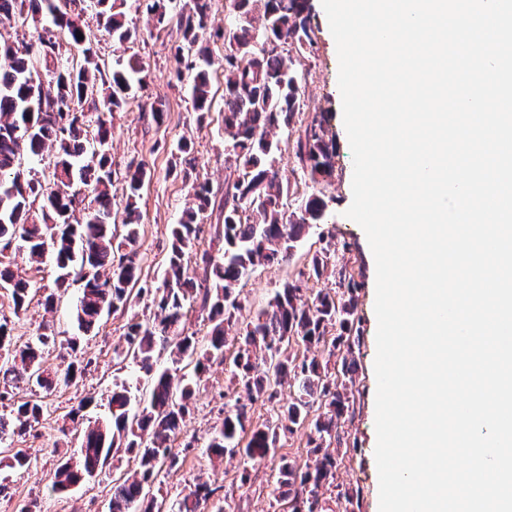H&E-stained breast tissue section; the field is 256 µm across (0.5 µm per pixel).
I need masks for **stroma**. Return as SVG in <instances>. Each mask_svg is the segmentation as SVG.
Segmentation results:
<instances>
[{"label": "stroma", "mask_w": 512, "mask_h": 512, "mask_svg": "<svg viewBox=\"0 0 512 512\" xmlns=\"http://www.w3.org/2000/svg\"><path fill=\"white\" fill-rule=\"evenodd\" d=\"M310 28L312 41L295 57L300 77V94L305 103L290 126L274 129L282 146V174L291 185L289 210L296 211L310 194L321 196L327 204L330 221L308 228L289 262L255 267L246 278L240 292L244 306L242 318H249L265 306L287 280H301L310 292L334 285V267L346 265L354 276L356 303L354 331L359 337L352 357L355 361V384L352 388L354 415L342 424V443L332 447L341 464L336 472V484L325 490L327 501L338 493L358 494L360 512H379V478L374 457L376 446L375 396L377 381L374 372L376 357L375 261L361 227L346 217L353 199V155L343 124L342 102L336 94L338 57L321 0H311ZM127 20L135 25L140 37L131 44L145 67V82L135 88L132 99L112 114V197L114 204L125 202L126 170L130 161H138L150 171L137 200L141 215L139 250L152 277H159L171 246V227L182 210L192 200L182 176L170 173L171 149L180 139L191 143L190 158L193 175L208 180L216 195L224 193V179L233 171L224 146V72L218 62L224 57L223 42H209L211 56L217 65L211 73L212 108L204 121H197L190 94L191 79H171L176 66L175 48L181 42L176 27L156 25L138 0H126ZM166 104L163 123H156L150 107L154 101ZM322 119L327 141L336 148L335 172L327 181H312L295 162L290 145L296 129ZM330 238L334 249L328 260L329 269L320 279L308 277V260L322 248L323 238ZM10 259L15 273L37 282L28 308L14 314L7 292L0 291V317H8L14 341L24 345L36 341L44 333L54 334L55 347L45 350L43 363L56 368L69 362H87L88 367L70 385H58L46 393L44 418L29 434L15 438L14 449L30 455L31 465L22 470L2 469L0 479L9 487L8 496H0V512H109L112 481L119 471L113 466L99 470L92 478L70 493L51 492L53 473L63 452L78 448V430L85 425L108 418V400L115 381L124 380L130 386L132 403L145 397L146 380L139 377L135 363L120 371L112 369V350L121 342L131 319L143 320L151 315L145 303H137L125 312L104 315L98 329L80 331L74 319L80 294L78 284H71L64 293H56L50 262L35 264L25 250L12 248ZM56 293L53 310H45L43 297ZM76 348H69V340ZM228 374L222 365H212L205 386L193 402V408L181 427L180 442H193L194 448L179 469L165 475L162 493L167 499L187 494L197 480L208 481L214 493L211 504H229L232 512H288V500L276 492L269 469H261L248 484H241L243 469L240 459L217 461L211 458L207 446L223 421V406L245 399V392L228 391ZM80 408L81 416L69 420L68 413Z\"/></svg>", "instance_id": "35a3bbf8"}]
</instances>
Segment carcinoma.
I'll use <instances>...</instances> for the list:
<instances>
[{
  "label": "carcinoma",
  "mask_w": 512,
  "mask_h": 512,
  "mask_svg": "<svg viewBox=\"0 0 512 512\" xmlns=\"http://www.w3.org/2000/svg\"><path fill=\"white\" fill-rule=\"evenodd\" d=\"M210 0H188L177 13L170 0H151L147 12L157 24L176 22L181 34L177 56L193 52L186 68L193 71L191 94L198 121L210 107V55L202 42ZM122 0H0V24L25 21L42 15L49 23V40L14 43L0 40V245L22 241L30 258H43L45 248L54 253L56 289L81 281L75 320L84 332L94 328L104 310L125 311L151 300L153 319L131 320L124 345L113 349L118 363L132 359L147 379L146 405L130 407L128 389H112L111 420L87 426L80 436V453L62 455L51 489L63 493L110 461L127 459L134 467L122 482L112 486L110 512H206L213 490L200 483L181 499L168 503L151 493L160 471L175 470L180 455L172 448L180 425L191 411L195 393L213 363L222 364L231 383L242 387L252 403L273 411L272 422L248 425L246 406L224 412L221 428L208 451L222 459L240 457L241 485L262 461H278V479L288 487L290 512H330L322 488L336 480L337 459L323 449L339 440L338 422L350 410L351 362L343 356L334 362L317 355L298 357L295 346L309 352L321 347L328 356L341 348L352 353L354 299L353 275L337 270L344 291L324 288L309 297L296 281L275 290L266 307L258 310L243 328L237 327L242 310L238 288L254 267L290 259L297 243L312 224H325L329 213L323 198L310 195L300 213L288 212L290 185L283 182L279 141L271 129L291 124L301 110L300 80L291 52L310 41V0H229L228 24L235 49L224 55V141L232 151L237 176L224 183L222 227L215 229L224 251L200 248L205 233L202 219L212 205L213 191L194 181L190 189L196 206L183 211L172 225V246L161 281L142 273L137 248L140 213L136 197L147 171L130 162L126 176L124 233L115 241L112 224V160L108 143L111 126L104 115L126 102L135 81L142 82L144 67L138 56L118 61V69L104 71L94 60L90 32L83 16L96 13L98 27L125 47L138 40V30L126 20ZM82 33L84 39L76 37ZM82 55L50 70L42 84L33 79L34 61L49 62L63 44ZM103 146L97 158L89 145ZM53 153L48 177L39 179L22 165V159H44ZM294 158L311 180L332 177L333 147L325 139L322 123L312 122L295 137ZM89 201L87 213L75 216L77 205ZM0 287L10 292L13 313L19 314L34 283L18 278L0 258ZM208 322L206 346L185 333L191 312ZM236 336L237 349L226 358L228 336ZM55 337L38 336L37 343L16 349L8 322H0V378L34 384L45 390L73 381L81 367L69 363L60 372L42 371V352ZM170 349L171 367H157V352ZM265 352L258 357L257 351ZM288 402L280 404L282 388ZM0 401H9L12 414L0 416V444L22 437L43 417V400L32 394L16 400L13 392L0 390ZM309 426V452L314 465L297 470L284 455H277L280 435L294 427ZM31 458L18 450L0 459L9 468H27Z\"/></svg>",
  "instance_id": "cac0c4a2"
}]
</instances>
